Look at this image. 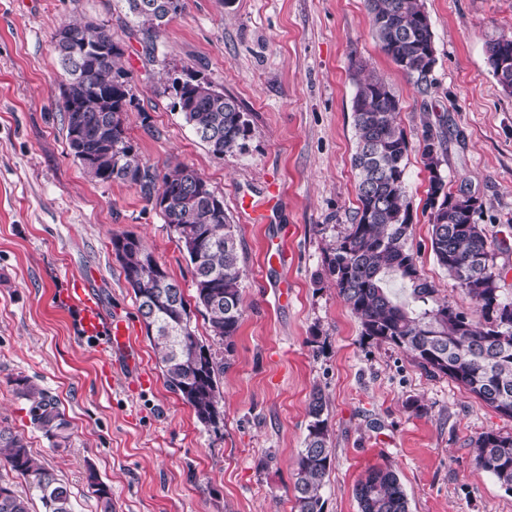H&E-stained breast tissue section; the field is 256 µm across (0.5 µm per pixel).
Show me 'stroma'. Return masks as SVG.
Returning a JSON list of instances; mask_svg holds the SVG:
<instances>
[{"mask_svg":"<svg viewBox=\"0 0 512 512\" xmlns=\"http://www.w3.org/2000/svg\"><path fill=\"white\" fill-rule=\"evenodd\" d=\"M182 15L147 42L124 30L121 0H0V427L21 433L72 494L98 512L88 471L112 490L116 512H295L296 460L309 403L321 392L332 466L324 512H359L354 487L368 468L392 467L411 512H512V493L477 465L479 434H512L503 416L402 349L363 338L336 288L318 280L330 240L359 201L354 65L384 76L408 142L410 246L440 298L476 305L431 250L424 124L446 135L441 165L452 193L481 203L501 288L512 295V96L487 60V41L512 33V0H424L433 26L436 86L415 92L372 32L365 0H185ZM111 26L133 77L128 137L158 172L183 163L215 193L235 226L246 275L244 316L221 385L224 425L199 424L164 381L113 236L140 237L179 282L195 289L173 228L138 187L93 181L74 161L59 109L53 52L67 23ZM199 72L247 112L244 151L214 156L173 110L168 75ZM250 201L254 214L240 210ZM81 277L108 316L129 321L150 385L134 387L82 340L54 293ZM57 395L70 423L52 447L29 420L13 381Z\"/></svg>","mask_w":512,"mask_h":512,"instance_id":"35a3bbf8","label":"stroma"}]
</instances>
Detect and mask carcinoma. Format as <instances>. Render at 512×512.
Listing matches in <instances>:
<instances>
[{
  "label": "carcinoma",
  "mask_w": 512,
  "mask_h": 512,
  "mask_svg": "<svg viewBox=\"0 0 512 512\" xmlns=\"http://www.w3.org/2000/svg\"><path fill=\"white\" fill-rule=\"evenodd\" d=\"M138 30L151 39L180 14L185 0H167V19L151 10L136 11V0H125ZM380 49L421 95L434 85L436 64L432 22L422 0H365ZM70 34V52L54 48L62 69L61 111L73 157L96 182L121 181L140 188L164 223L170 225L192 267L195 305L185 299L178 282L140 238L124 233L112 238L114 250L124 249L120 264L133 289L146 334L157 350L166 385L193 410L206 429L223 421L221 380L224 353L232 352L242 320L241 283L244 273L234 225L224 199L190 166L177 164L159 175L142 162L127 135L133 106L132 76L119 65L123 50L112 28L94 21L63 26ZM512 52V35L487 43L494 64ZM184 71L169 79L165 90L173 108L215 155L243 149L251 133L247 113L222 91L194 83ZM352 104L356 149L351 157L359 207L344 235L325 250L321 277L357 316L361 336L403 349L425 370L446 376L504 416L512 418V298L503 296L501 282L509 268L494 262L486 228L475 221L478 200H462L448 189L440 167L445 136L425 124L421 154L430 173L427 205L432 224L431 249L437 263L477 304L474 314L437 296L421 274L409 245L412 235L410 200L405 183L408 141L396 122L397 95L387 80L355 67ZM191 200H186L187 195ZM395 276L409 289V300L396 301L386 288ZM207 321L213 349L201 344L191 326L192 310ZM14 393L28 404L31 424L55 448L68 444L69 424L58 400L34 381L13 380ZM326 404L316 393L309 404L304 448L294 473L296 512H323V480L331 467ZM475 461L502 488L512 492V435L481 433L474 442ZM0 459L10 470L32 480L45 512H75L70 491L58 476L35 459L27 442L0 427ZM88 481L100 512H114L111 489L94 470ZM360 512H409L405 490L395 471L370 469L354 488ZM0 512H31L29 501L0 479Z\"/></svg>",
  "instance_id": "carcinoma-1"
}]
</instances>
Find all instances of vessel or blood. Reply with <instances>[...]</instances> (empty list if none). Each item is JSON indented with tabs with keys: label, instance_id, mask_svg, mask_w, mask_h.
<instances>
[{
	"label": "vessel or blood",
	"instance_id": "vessel-or-blood-1",
	"mask_svg": "<svg viewBox=\"0 0 512 512\" xmlns=\"http://www.w3.org/2000/svg\"><path fill=\"white\" fill-rule=\"evenodd\" d=\"M63 301L72 307L83 339L97 343L111 356L113 365L137 370L140 352L126 320L107 318L95 294L76 277L67 280Z\"/></svg>",
	"mask_w": 512,
	"mask_h": 512
}]
</instances>
